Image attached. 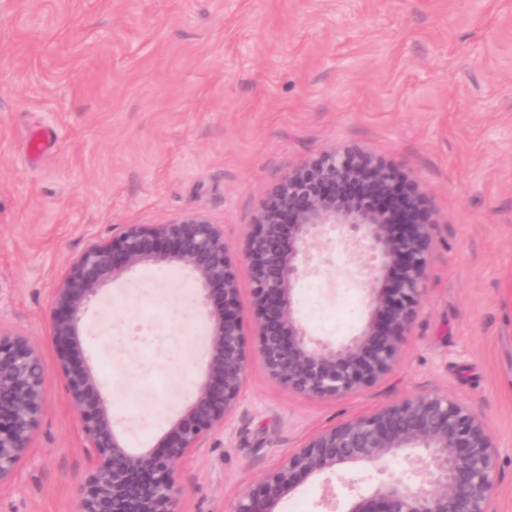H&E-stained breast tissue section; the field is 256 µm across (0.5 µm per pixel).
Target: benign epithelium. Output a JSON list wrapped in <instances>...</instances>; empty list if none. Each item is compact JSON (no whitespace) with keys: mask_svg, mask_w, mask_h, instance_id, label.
<instances>
[{"mask_svg":"<svg viewBox=\"0 0 512 512\" xmlns=\"http://www.w3.org/2000/svg\"><path fill=\"white\" fill-rule=\"evenodd\" d=\"M434 213L402 169L358 148L333 149L289 172L269 192L230 258L224 225L188 212L161 224H126L93 240L61 274L49 304V340L86 442L88 470L77 512H179L175 465L198 455L235 411L258 356L272 380L303 396L341 399L384 379L399 362L425 283ZM358 251L364 314L345 342L314 339L299 318L295 290L314 271L326 228ZM152 264L178 266L199 287L208 335L203 379L158 445L128 448L82 360L83 320L104 288ZM252 283L253 341L240 307V269ZM42 351L0 324V487L33 448L45 407ZM498 450L483 416L438 392L322 429L291 452L231 512H279L306 480L333 474L354 494L346 512H494Z\"/></svg>","mask_w":512,"mask_h":512,"instance_id":"1","label":"benign epithelium"}]
</instances>
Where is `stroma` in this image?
Returning <instances> with one entry per match:
<instances>
[{
  "label": "stroma",
  "mask_w": 512,
  "mask_h": 512,
  "mask_svg": "<svg viewBox=\"0 0 512 512\" xmlns=\"http://www.w3.org/2000/svg\"><path fill=\"white\" fill-rule=\"evenodd\" d=\"M401 167L435 213L425 294L403 357L338 400L250 362L237 409L180 463L181 512L238 494L314 432L438 391L482 413L512 512V0H0V324L40 345L46 408L0 512H77L86 454L55 372L52 289L88 244L186 212L237 253L268 193L325 150ZM328 245L295 303L313 338L349 339L362 284ZM84 354L130 448L152 449L191 401L207 335L170 266L105 287ZM345 506L310 479L282 512Z\"/></svg>",
  "instance_id": "obj_1"
}]
</instances>
